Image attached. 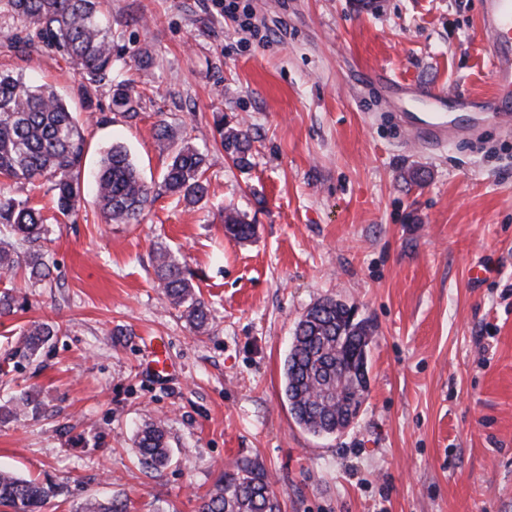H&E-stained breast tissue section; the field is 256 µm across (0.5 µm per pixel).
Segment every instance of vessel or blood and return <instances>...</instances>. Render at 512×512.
Returning a JSON list of instances; mask_svg holds the SVG:
<instances>
[{
    "mask_svg": "<svg viewBox=\"0 0 512 512\" xmlns=\"http://www.w3.org/2000/svg\"><path fill=\"white\" fill-rule=\"evenodd\" d=\"M484 9L481 16L482 34L485 38L492 74L498 90L512 88V0H483ZM414 97L427 105L428 110L413 120L408 127L413 140L437 146L447 141L450 132L466 131L464 121L448 117L443 107L448 98H455L461 109L480 107L481 120L497 121L506 117L507 111L491 103L477 104L462 93L448 95L443 91L418 87Z\"/></svg>",
    "mask_w": 512,
    "mask_h": 512,
    "instance_id": "vessel-or-blood-1",
    "label": "vessel or blood"
}]
</instances>
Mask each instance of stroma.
<instances>
[{
	"label": "stroma",
	"mask_w": 512,
	"mask_h": 512,
	"mask_svg": "<svg viewBox=\"0 0 512 512\" xmlns=\"http://www.w3.org/2000/svg\"><path fill=\"white\" fill-rule=\"evenodd\" d=\"M257 45L212 0H107L114 78L135 80L138 116L91 103L59 55L0 47V69L49 84L86 123L82 200L57 223L50 193L15 183L52 227L53 276L0 318V398L37 391L45 412L0 423V468L65 485L45 512L129 498L135 512H197L221 475L258 462L282 512H512V130L480 124L439 147L411 142L418 106L370 82L476 98L494 83L481 0H250ZM248 129L252 165L220 146L218 120ZM168 124L207 157L209 194L159 197L139 224H107L89 177L126 147L159 183ZM229 207L255 224L228 237ZM164 247L210 310L192 328L160 288ZM352 306L372 332L369 390L342 432L291 416L283 366L317 300ZM32 320L57 336L30 362L10 354ZM168 363L152 372L151 343ZM163 420L171 463L155 472L136 435Z\"/></svg>",
	"instance_id": "35a3bbf8"
}]
</instances>
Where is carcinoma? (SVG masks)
Instances as JSON below:
<instances>
[{
    "label": "carcinoma",
    "mask_w": 512,
    "mask_h": 512,
    "mask_svg": "<svg viewBox=\"0 0 512 512\" xmlns=\"http://www.w3.org/2000/svg\"><path fill=\"white\" fill-rule=\"evenodd\" d=\"M18 25L7 37L8 47L24 53L39 46L60 54L80 77V88L109 86L112 107L124 117H137L140 94L131 83L112 84L114 60L112 33L103 24L104 0H0ZM224 153L239 167L250 165L252 140L248 130L217 121ZM159 143L170 152V161L157 185L145 182L127 150L111 146L94 174L96 197L107 224H137L144 211L162 194L189 204L208 196L204 179L206 159L187 138L160 124ZM87 141L75 113L69 111L49 85L32 86L22 78L0 71V274L23 272L27 280L41 283L51 274L46 244L51 230L40 209L27 199L7 192V182L35 184L44 181L53 194L55 209L63 221L77 214L81 197V167ZM224 229L246 241L255 225L238 213L224 211ZM158 287L196 329L208 325L209 309L196 293L187 272L176 257L159 247L153 257ZM28 306L20 289L0 291V316ZM57 335L55 326L32 321L21 332L13 356L33 360ZM370 327L353 321L349 307L336 299L314 303L295 327L294 343L285 360L284 395L296 421L308 430L344 428L361 408L367 389L356 384L351 370L367 364ZM44 404L34 391H24L0 405V422L36 417ZM140 464L159 471L171 461L165 427L153 422L137 433ZM59 493L51 483H40L0 470V512H43ZM128 499L85 502L79 512H131ZM198 512H280L264 469L244 459L236 471L224 474L214 490L201 499Z\"/></svg>",
    "instance_id": "carcinoma-1"
}]
</instances>
